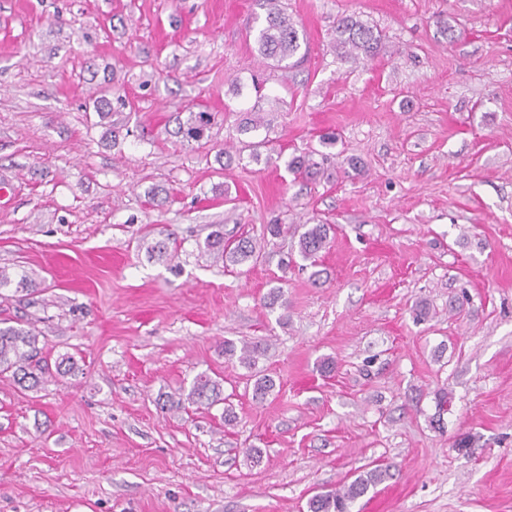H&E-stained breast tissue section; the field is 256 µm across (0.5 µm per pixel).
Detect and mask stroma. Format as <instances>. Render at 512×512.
I'll return each mask as SVG.
<instances>
[{
  "mask_svg": "<svg viewBox=\"0 0 512 512\" xmlns=\"http://www.w3.org/2000/svg\"><path fill=\"white\" fill-rule=\"evenodd\" d=\"M281 4L307 46L287 68L257 53L260 0H0V267L39 285L0 319L81 368L0 377V512H308L378 465L353 512H512V0ZM349 14L385 36L367 63L332 48ZM191 111L204 144L173 135ZM218 224L287 230L215 264ZM308 224L332 227L313 261ZM228 339L265 345V400ZM201 373L225 404L187 403ZM231 245L224 243L223 230H214L207 235L203 245L198 246L201 255L209 257L212 262L224 263V261H228L233 265H240L254 258L257 259L261 252L257 238L242 237L234 243L233 247Z\"/></svg>",
  "mask_w": 512,
  "mask_h": 512,
  "instance_id": "1",
  "label": "stroma"
}]
</instances>
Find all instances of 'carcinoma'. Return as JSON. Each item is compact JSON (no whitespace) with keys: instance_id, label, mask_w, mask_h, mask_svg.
<instances>
[{"instance_id":"carcinoma-1","label":"carcinoma","mask_w":512,"mask_h":512,"mask_svg":"<svg viewBox=\"0 0 512 512\" xmlns=\"http://www.w3.org/2000/svg\"><path fill=\"white\" fill-rule=\"evenodd\" d=\"M269 11L265 24L255 33L257 51L262 59L270 60L278 65L296 57L304 44L293 19L279 8V0H267ZM384 45V36L378 29L370 26L355 15H343L336 21L333 38V48L338 55L345 59L367 61L379 54ZM214 117L209 112H191L184 122H177L175 136L189 142L198 141L204 131L212 124ZM328 224H308L298 240L300 255L312 259L324 251L330 244ZM140 247L145 249L151 259L166 260L175 257L168 243L164 241L142 240ZM202 255L209 257L214 263L230 262L234 265L244 264L258 258L261 248L258 240L242 237L229 245L224 243V231L214 230L199 246ZM27 290L32 287V281L21 271H10L0 268V289L9 286ZM264 348L253 343H245L237 347L231 340L224 341V356L231 360L238 359L239 363L249 369L256 367L258 358ZM57 374H74L78 366L74 357L64 353L55 359ZM11 374L13 381L22 388L34 389L45 380L50 373L48 357L43 355L39 347V336L31 328L14 325H0V375ZM276 388L274 378L267 374H255L253 398L264 400ZM187 400L193 405L210 408L224 400L222 384L205 375L194 378ZM387 471L376 467L364 471L349 483L337 487L333 491L317 493L308 501L309 512H351L353 503L367 495L380 484Z\"/></svg>"}]
</instances>
